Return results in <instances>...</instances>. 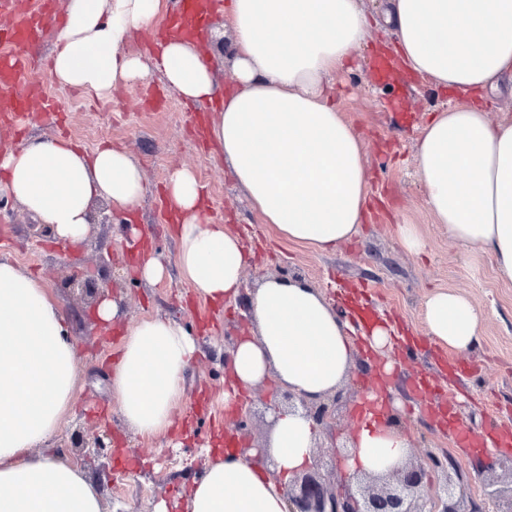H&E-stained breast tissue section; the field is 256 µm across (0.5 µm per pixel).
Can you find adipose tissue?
Returning <instances> with one entry per match:
<instances>
[{"label": "adipose tissue", "instance_id": "obj_1", "mask_svg": "<svg viewBox=\"0 0 512 512\" xmlns=\"http://www.w3.org/2000/svg\"><path fill=\"white\" fill-rule=\"evenodd\" d=\"M165 10L164 0H67L53 32L52 80L108 97L161 71L182 98L215 104L208 137L263 223L320 252L350 241L368 208L371 177L363 142L334 97L336 77L374 26L361 0H227L230 88L218 81L209 53L178 32L148 56L127 51L132 32H154ZM381 25L402 69L457 95L416 144L430 212L451 242L490 253L512 281V119L492 122L487 110L500 83L512 80V0H384ZM165 189L179 215L183 278L198 298L245 304L250 328L229 349L225 402L270 382L323 400L350 378L362 344L379 354L380 374H392L394 360L381 356L394 345L391 325L357 332L349 310L301 279L270 276L244 290L249 255L227 226L203 216L195 173L173 169ZM144 190L130 154L109 145L87 151L32 138L0 152V193L68 243L86 238L97 201L128 214ZM481 319L456 290H435L423 304L427 336L459 354L479 345ZM196 353L194 338L168 317L128 328L109 379L127 427L143 436L169 432ZM80 391L63 309L39 278L0 260V512H103L83 468L39 452ZM384 404L368 395L347 472L384 475L408 461L410 437ZM271 421L260 446L205 450L186 512H287L288 482L312 464L318 427L285 408Z\"/></svg>", "mask_w": 512, "mask_h": 512}]
</instances>
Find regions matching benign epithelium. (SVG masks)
<instances>
[{
	"label": "benign epithelium",
	"instance_id": "obj_1",
	"mask_svg": "<svg viewBox=\"0 0 512 512\" xmlns=\"http://www.w3.org/2000/svg\"><path fill=\"white\" fill-rule=\"evenodd\" d=\"M69 289L80 292L93 306L114 294L111 285L92 280L73 281ZM287 398L288 407L299 403L321 427L335 419L342 402L339 392L311 404L292 393ZM70 447L80 457L89 449L101 454L112 447V442L104 435L88 436L78 429L71 434ZM436 470L451 471L454 476L446 477L445 483L435 488L428 483V475ZM287 495L289 512H484V505L467 496L462 471L446 454H429L419 462L411 460L382 477L345 473L343 478L331 480L312 468L293 478ZM484 497L497 506V512H512V485L503 489L492 480L486 484Z\"/></svg>",
	"mask_w": 512,
	"mask_h": 512
}]
</instances>
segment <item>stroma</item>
<instances>
[{
    "label": "stroma",
    "instance_id": "stroma-1",
    "mask_svg": "<svg viewBox=\"0 0 512 512\" xmlns=\"http://www.w3.org/2000/svg\"><path fill=\"white\" fill-rule=\"evenodd\" d=\"M388 40L383 31H372L350 69L336 79V104L365 145L372 199L359 234L328 255L288 242L262 223L227 168L214 160L206 143L197 141L185 100L160 76L114 91L107 112L101 109V97L46 80V92L63 119L30 120L26 138L62 137L87 150L102 143L126 149L145 180L135 222L167 259L170 273L164 283L144 286L133 270L136 259L113 222L95 225L78 244L34 239L32 216L0 194V257L42 278L66 312L78 349L82 390L51 445L64 451L77 429L107 433L114 441L113 456L135 465L134 471L116 470L111 480L99 482L107 512H156L161 503L167 512H182V495L204 467L202 448L213 444L221 426L233 422L228 414L215 420L214 413L224 407V348L247 325L243 307H215L193 295L177 266L173 227L157 207L168 174L184 165L207 191L205 217L250 235L245 287H255L267 276L295 277L324 289L335 301L344 291L363 288L375 313L412 340L411 348L399 354L389 381H380L372 370L355 371L350 378L348 403L336 424L323 430L316 451L322 473L334 475L335 457L354 427L356 397L371 389L401 402L411 459L431 452L450 454L464 472L469 497L483 500L489 479L512 478V446L499 453L495 469H488L485 453L452 444L447 425L432 415L414 384L427 378L448 385L455 421L474 436L512 430V281L500 278L489 254L456 246L434 222L416 170L415 144L433 110L450 98L417 78L376 83L372 58ZM399 224L419 226L428 243L426 255L415 257L402 248L394 235ZM103 277L115 280L126 302L123 321L107 331L97 324L92 307L65 290L72 279ZM441 288L468 293L483 312L481 346L472 354L450 352L426 335L423 304ZM157 315L176 320L199 350L185 373L186 396L179 407L183 426L171 434L142 437L123 425L107 383L127 327Z\"/></svg>",
    "mask_w": 512,
    "mask_h": 512
}]
</instances>
